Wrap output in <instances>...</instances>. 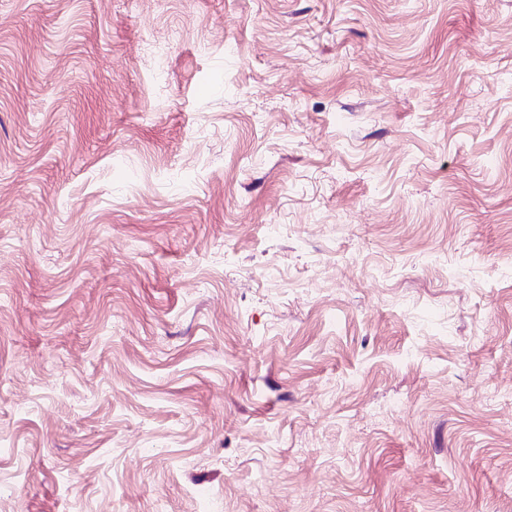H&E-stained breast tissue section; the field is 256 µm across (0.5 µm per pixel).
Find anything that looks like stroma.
Listing matches in <instances>:
<instances>
[{
	"instance_id": "obj_1",
	"label": "stroma",
	"mask_w": 512,
	"mask_h": 512,
	"mask_svg": "<svg viewBox=\"0 0 512 512\" xmlns=\"http://www.w3.org/2000/svg\"><path fill=\"white\" fill-rule=\"evenodd\" d=\"M0 512H512V0H0Z\"/></svg>"
}]
</instances>
